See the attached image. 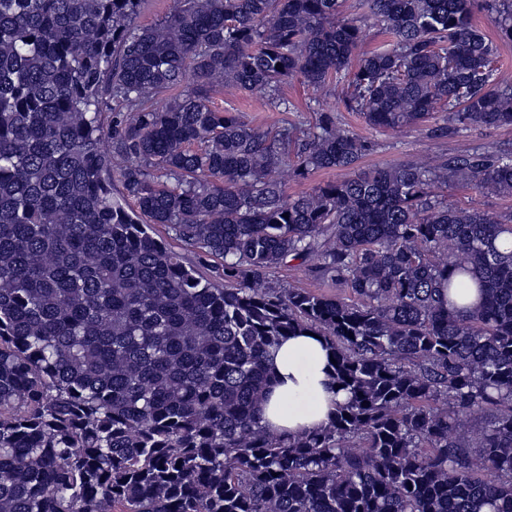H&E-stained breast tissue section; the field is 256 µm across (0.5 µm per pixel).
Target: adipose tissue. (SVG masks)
Listing matches in <instances>:
<instances>
[{
	"mask_svg": "<svg viewBox=\"0 0 512 512\" xmlns=\"http://www.w3.org/2000/svg\"><path fill=\"white\" fill-rule=\"evenodd\" d=\"M268 367L273 386L262 405L264 422L288 435L329 422L339 397L323 338L305 333L287 337Z\"/></svg>",
	"mask_w": 512,
	"mask_h": 512,
	"instance_id": "obj_1",
	"label": "adipose tissue"
}]
</instances>
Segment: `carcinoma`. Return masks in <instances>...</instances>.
<instances>
[{
    "mask_svg": "<svg viewBox=\"0 0 512 512\" xmlns=\"http://www.w3.org/2000/svg\"><path fill=\"white\" fill-rule=\"evenodd\" d=\"M359 2L137 26L140 0H0V512H512V211L440 194L512 198V150L359 173L370 144L330 114L271 133L210 105L289 112L300 78L384 132L512 125L478 0ZM483 9L511 44L512 0ZM366 18L385 41L357 57ZM318 170L342 177L286 195ZM292 261L347 294L271 287ZM297 329L346 400L288 437L259 408ZM448 204L463 203L489 212H502L512 209V199L481 194L470 187L448 186L442 193Z\"/></svg>",
    "mask_w": 512,
    "mask_h": 512,
    "instance_id": "1",
    "label": "carcinoma"
}]
</instances>
